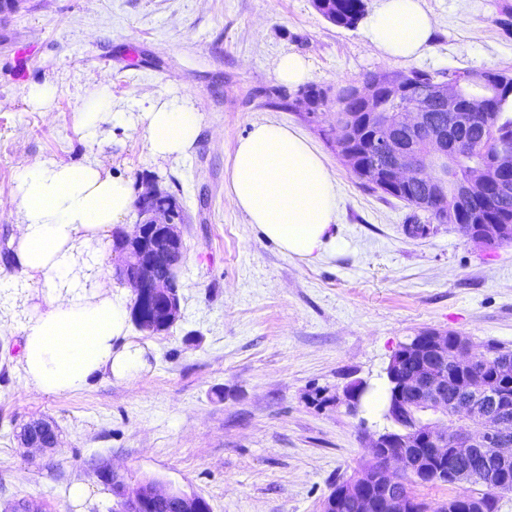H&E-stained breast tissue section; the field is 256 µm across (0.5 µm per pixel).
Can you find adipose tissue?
<instances>
[{
    "label": "adipose tissue",
    "mask_w": 512,
    "mask_h": 512,
    "mask_svg": "<svg viewBox=\"0 0 512 512\" xmlns=\"http://www.w3.org/2000/svg\"><path fill=\"white\" fill-rule=\"evenodd\" d=\"M435 19L421 0H381L365 36L382 57L416 58L428 48ZM86 138L102 125L140 128L153 159L187 155L201 126L199 112L176 96L152 98L141 112L114 108L107 82L78 115ZM17 224L10 248L21 274L0 300V335H21L18 363L26 386L67 395L100 378L135 380L150 347L131 336L129 294L112 287L98 262L114 226L133 205L132 188L102 164L39 162L19 168ZM225 197L289 256L313 259L335 241L336 181L321 153L296 130L254 124L234 150Z\"/></svg>",
    "instance_id": "obj_1"
}]
</instances>
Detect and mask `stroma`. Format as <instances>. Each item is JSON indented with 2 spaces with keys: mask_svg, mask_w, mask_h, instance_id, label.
<instances>
[{
  "mask_svg": "<svg viewBox=\"0 0 512 512\" xmlns=\"http://www.w3.org/2000/svg\"><path fill=\"white\" fill-rule=\"evenodd\" d=\"M507 5L422 0L437 25L414 61L376 55L363 27L328 22L313 0H20L0 13V253L24 164L94 159L134 191L152 179L176 192L188 214L182 317L138 333L151 345L138 380L44 396L0 361V510L26 500L75 512L67 490L80 481L91 489L82 512H114L106 467L126 491L154 478L204 497L210 512H320L387 428L380 408L347 411L346 386L385 391L398 345L430 330L512 348V243L478 248L453 224L409 236V208L363 187L321 137L335 103L312 120L286 111L300 89L275 73L282 55L299 54L310 84L332 94L385 69L512 71ZM104 77L118 109L160 95L190 102L201 116L193 151L153 160L139 128L86 140L78 114ZM44 81L60 89L47 115L24 100ZM261 122L306 136L336 178V244L317 259L288 256L225 199L235 146ZM41 419L58 446L24 447L20 428Z\"/></svg>",
  "mask_w": 512,
  "mask_h": 512,
  "instance_id": "1",
  "label": "stroma"
}]
</instances>
